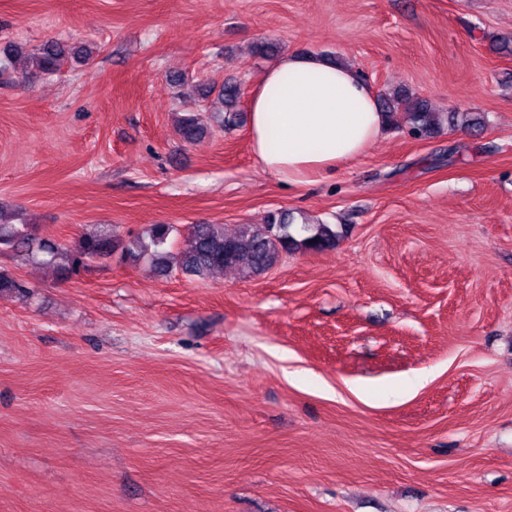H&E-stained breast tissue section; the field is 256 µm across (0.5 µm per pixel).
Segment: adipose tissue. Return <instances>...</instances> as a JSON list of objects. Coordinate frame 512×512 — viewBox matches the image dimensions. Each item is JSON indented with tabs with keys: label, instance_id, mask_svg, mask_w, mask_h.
Segmentation results:
<instances>
[{
	"label": "adipose tissue",
	"instance_id": "obj_1",
	"mask_svg": "<svg viewBox=\"0 0 512 512\" xmlns=\"http://www.w3.org/2000/svg\"><path fill=\"white\" fill-rule=\"evenodd\" d=\"M249 112L255 158L291 184L360 158L386 128L375 94L352 68L295 53L264 70Z\"/></svg>",
	"mask_w": 512,
	"mask_h": 512
}]
</instances>
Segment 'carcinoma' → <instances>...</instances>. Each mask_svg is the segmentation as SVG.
I'll return each mask as SVG.
<instances>
[{
  "label": "carcinoma",
  "mask_w": 512,
  "mask_h": 512,
  "mask_svg": "<svg viewBox=\"0 0 512 512\" xmlns=\"http://www.w3.org/2000/svg\"><path fill=\"white\" fill-rule=\"evenodd\" d=\"M89 61L90 53L82 46L70 47L62 42L49 40L31 54L32 70L23 71L19 80L24 82L39 74L60 71L70 57ZM216 100H210L211 96ZM199 101L211 106L218 102L220 124L223 127L236 123L240 86L224 83L220 89L202 86ZM380 110L388 123L403 119L409 122L413 133L419 137L433 134L439 128V116L429 101L413 98L398 91L381 99ZM180 137L195 142L207 131L200 112H185L177 122ZM171 224H152L143 233L127 239L118 237L109 225H100L84 234L78 243L67 248L53 240L36 236L31 224H14L0 208V247L11 249L38 259L43 265L62 266L77 274L96 258L110 257L116 251L129 262L151 259L155 269L165 274L172 268L203 280L214 271L234 268L244 278H254L272 268L282 255L297 252H319L336 247L343 229L332 224H293L288 213H274L266 224H241L228 230L222 224H192L188 229V248L172 252ZM9 292L26 297L28 287L23 281L6 271H0V293Z\"/></svg>",
  "instance_id": "obj_1"
}]
</instances>
